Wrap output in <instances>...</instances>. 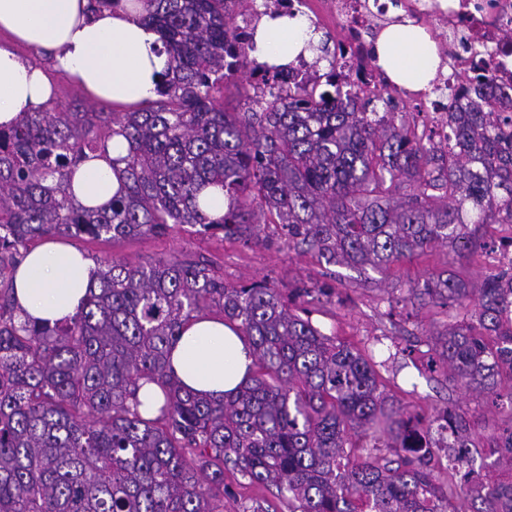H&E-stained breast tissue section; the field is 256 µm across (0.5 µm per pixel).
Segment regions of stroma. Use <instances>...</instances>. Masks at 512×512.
<instances>
[{"mask_svg": "<svg viewBox=\"0 0 512 512\" xmlns=\"http://www.w3.org/2000/svg\"><path fill=\"white\" fill-rule=\"evenodd\" d=\"M260 244L250 247L219 236L196 232L190 226L175 228L170 235L139 236L116 242L84 241L81 249L97 260L112 254L148 266L172 258L202 255L230 283L268 279L285 286L325 282L335 287L341 300L335 304L311 302L312 319L325 333L346 340L371 355L387 392L410 408L436 418L448 404H456L474 422L472 435L477 444L502 424L503 417L491 412L482 396L444 382L442 375L429 372L426 361L433 353L432 336L444 329L450 318L446 309L426 306L407 319L391 321L388 297L405 295L410 282L431 272L448 271L470 285H479L492 266L488 256L464 257L450 248L437 246L425 255L396 263L385 278L365 280L344 265H326L317 255L288 248L279 227L269 225L261 232ZM414 333L419 351L414 357L390 356L396 329Z\"/></svg>", "mask_w": 512, "mask_h": 512, "instance_id": "obj_1", "label": "stroma"}]
</instances>
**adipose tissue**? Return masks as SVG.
<instances>
[{"instance_id":"obj_1","label":"adipose tissue","mask_w":512,"mask_h":512,"mask_svg":"<svg viewBox=\"0 0 512 512\" xmlns=\"http://www.w3.org/2000/svg\"><path fill=\"white\" fill-rule=\"evenodd\" d=\"M88 0H0V32L10 43L0 45V126L8 127L24 113L43 105L52 84L43 68L17 54L27 45L46 54L53 67L73 77L92 99L136 108L157 96L167 66L159 36L138 20L134 0L97 14ZM307 17H263L256 30L254 57L279 65L298 54L312 56L318 42ZM379 65L399 85L423 90L435 79L439 58L435 43L412 24H391L376 40ZM125 142H110L108 159L84 161L73 178V190L84 206L111 204L119 181L111 158L125 155ZM99 268L76 246L48 241L31 249L13 274L17 315L23 321L53 323L75 316ZM171 366L182 385L194 393L223 398L253 371L246 337L222 318L203 315L181 333L171 352Z\"/></svg>"}]
</instances>
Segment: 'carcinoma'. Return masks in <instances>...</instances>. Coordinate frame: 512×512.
<instances>
[{"label": "carcinoma", "mask_w": 512, "mask_h": 512, "mask_svg": "<svg viewBox=\"0 0 512 512\" xmlns=\"http://www.w3.org/2000/svg\"><path fill=\"white\" fill-rule=\"evenodd\" d=\"M168 68L158 99L128 112H82L52 97L0 129V512H224V473L288 502V512H512V425L490 438L500 476L448 484L471 463L472 421L456 406L428 422L388 394L374 363L312 322L309 297L327 284L229 283L206 257L143 266L97 264L77 314L19 321L12 273L48 236L119 241L178 226L261 242L268 217L288 247L326 264L381 275L434 246L476 256L484 224H512V135L493 116L512 99L488 50L462 86L448 85V135L434 141L391 95L345 91L336 53L320 40L324 80L289 89L286 67L248 58L234 16L255 0H144ZM273 71L266 97L242 84L233 112L217 94L228 72ZM121 137V190L105 209L72 193L88 154ZM224 198V214H211ZM408 306L471 307L437 333L427 369L483 396L512 422V260L470 287L448 271L413 281ZM246 336L251 378L212 399L184 388L170 353L199 315ZM162 390L159 414L138 410V382ZM441 439L435 440L432 431ZM385 450L382 457L375 452Z\"/></svg>", "instance_id": "1"}]
</instances>
